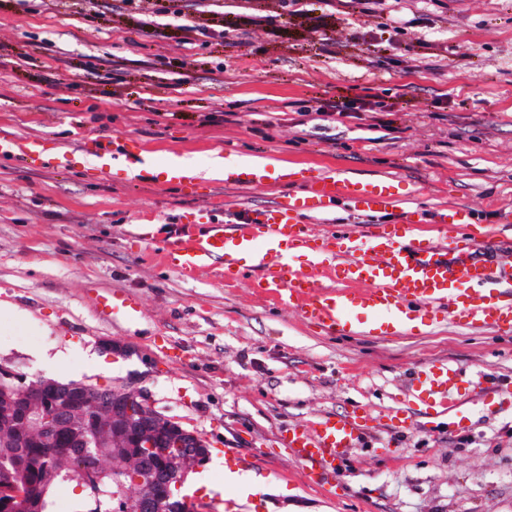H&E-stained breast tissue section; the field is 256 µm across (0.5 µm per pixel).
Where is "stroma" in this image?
<instances>
[{
  "label": "stroma",
  "instance_id": "35a3bbf8",
  "mask_svg": "<svg viewBox=\"0 0 512 512\" xmlns=\"http://www.w3.org/2000/svg\"><path fill=\"white\" fill-rule=\"evenodd\" d=\"M152 0H0V140L66 150L58 170L0 156V367L20 381L127 383L209 448L196 478L206 512H233L225 469L261 473L258 512H512V335L450 319L394 336H336L288 304L225 284L219 265L184 278L160 249L189 212L238 221L281 185L183 190L134 178V142L153 165L206 167L273 157L308 169L392 178L387 214L464 205L484 227L480 257L512 250V0H354L258 28L278 0H184L182 28L146 23ZM220 30L205 43L191 34ZM330 44L323 53L322 44ZM363 97L388 105L350 118L304 114ZM128 296L136 320L105 319L101 295ZM122 345L107 350L106 342ZM446 363L496 386L422 427L404 386ZM366 410L375 431L342 468L311 485L283 441L325 413Z\"/></svg>",
  "mask_w": 512,
  "mask_h": 512
}]
</instances>
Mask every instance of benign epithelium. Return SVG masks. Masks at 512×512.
<instances>
[{
	"label": "benign epithelium",
	"mask_w": 512,
	"mask_h": 512,
	"mask_svg": "<svg viewBox=\"0 0 512 512\" xmlns=\"http://www.w3.org/2000/svg\"><path fill=\"white\" fill-rule=\"evenodd\" d=\"M10 431L9 448L39 444L55 447L59 430L70 435L71 444L82 449H62L52 460L75 462L74 478L87 491L91 506L98 505L100 479L105 474L101 459L88 452L100 443L112 445L114 472L131 477L137 491L118 500V512H183L190 502L173 500L171 487H179L188 472L205 463L206 444L195 432L152 409L149 396L127 384L101 389L80 383L40 378L28 385L0 367V428ZM163 477L147 471L142 461L160 452L163 441ZM0 495L21 502L22 512H40L39 496L28 486L0 484Z\"/></svg>",
	"instance_id": "benign-epithelium-1"
}]
</instances>
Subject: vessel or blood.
Here are the masks:
<instances>
[{
	"label": "vessel or blood",
	"mask_w": 512,
	"mask_h": 512,
	"mask_svg": "<svg viewBox=\"0 0 512 512\" xmlns=\"http://www.w3.org/2000/svg\"><path fill=\"white\" fill-rule=\"evenodd\" d=\"M0 153L30 165L44 162L33 140L0 142ZM267 177L263 164L224 167L228 185L260 187ZM339 201L378 216L395 208L396 195L388 179L312 169L299 188L251 209L243 226L186 218L161 260L187 276L217 260L228 280L255 270L254 287L296 304L305 319L332 335H396L415 320L442 315L462 326L512 333V255L478 257L481 243L469 230L467 207L416 210L398 224L368 225L362 235L344 226L312 235L309 217ZM243 253L253 259L250 268L238 264ZM459 380L457 369L433 364L413 377L409 396L440 416L461 406ZM370 431L360 416L330 415L288 429L285 442L313 482L328 484Z\"/></svg>",
	"instance_id": "b4317fda"
}]
</instances>
